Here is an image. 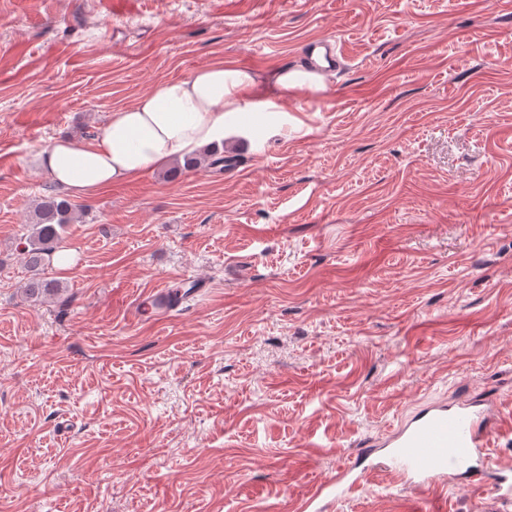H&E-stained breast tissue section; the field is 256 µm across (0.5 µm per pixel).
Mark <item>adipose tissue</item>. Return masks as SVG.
I'll list each match as a JSON object with an SVG mask.
<instances>
[{"instance_id":"1","label":"adipose tissue","mask_w":512,"mask_h":512,"mask_svg":"<svg viewBox=\"0 0 512 512\" xmlns=\"http://www.w3.org/2000/svg\"><path fill=\"white\" fill-rule=\"evenodd\" d=\"M259 83L233 62L210 63L114 110L92 141L56 139L38 153V165L68 195H94L221 144L244 117L265 128L274 113L269 101L256 97Z\"/></svg>"}]
</instances>
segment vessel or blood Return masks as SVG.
Returning <instances> with one entry per match:
<instances>
[{
	"label": "vessel or blood",
	"mask_w": 512,
	"mask_h": 512,
	"mask_svg": "<svg viewBox=\"0 0 512 512\" xmlns=\"http://www.w3.org/2000/svg\"><path fill=\"white\" fill-rule=\"evenodd\" d=\"M341 58V51L331 40L317 39L306 46L304 69L326 79L339 69ZM150 299L152 314L157 319L168 317L178 305L169 287L152 289ZM493 429L492 409L475 411L463 402L430 405L371 442L369 452L380 455L379 464H348L339 468L335 476L321 482L302 500L301 512H315L319 500L328 494L345 497L378 468L435 497L445 492L449 472L459 471L471 480H483L485 472L475 468L474 462L489 459Z\"/></svg>",
	"instance_id": "b4317fda"
}]
</instances>
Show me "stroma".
Listing matches in <instances>:
<instances>
[{
    "instance_id": "obj_1",
    "label": "stroma",
    "mask_w": 512,
    "mask_h": 512,
    "mask_svg": "<svg viewBox=\"0 0 512 512\" xmlns=\"http://www.w3.org/2000/svg\"><path fill=\"white\" fill-rule=\"evenodd\" d=\"M345 59L278 101L280 134L83 200L59 299L17 247L85 143L157 84L226 59L260 78L307 42ZM207 289L161 321L150 289ZM495 400L512 468V0H0V512H296L435 401ZM453 481L446 512H488ZM371 473L327 512H409Z\"/></svg>"
}]
</instances>
